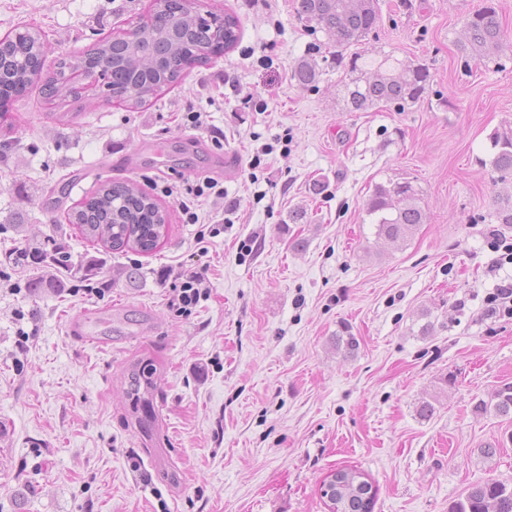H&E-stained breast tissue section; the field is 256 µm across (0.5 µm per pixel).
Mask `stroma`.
I'll use <instances>...</instances> for the list:
<instances>
[{"instance_id":"stroma-1","label":"stroma","mask_w":512,"mask_h":512,"mask_svg":"<svg viewBox=\"0 0 512 512\" xmlns=\"http://www.w3.org/2000/svg\"><path fill=\"white\" fill-rule=\"evenodd\" d=\"M489 1L502 49L463 62L465 22ZM196 2L238 17L239 41L181 83L129 108L101 88L55 99L38 80L9 107L15 129L0 127V512H328L320 483L344 465L378 485L374 512H451L474 483H511L512 418L475 406L512 382V317L483 315L487 216L504 188L484 161L489 134L512 126V0H378L362 49L430 72L402 112L346 110L335 48L297 0ZM151 3L0 0V36L42 31L50 75ZM304 60L319 68L311 89L294 78ZM391 179L412 181L424 211L398 249L364 207ZM110 180L167 211L155 253L107 252L68 224ZM205 180L224 196L186 223L176 197ZM56 243L100 275L28 259ZM202 266L207 299L170 309ZM85 309L104 313L99 344L70 331ZM344 326L350 353L336 346ZM136 364L154 369L147 433L127 395Z\"/></svg>"}]
</instances>
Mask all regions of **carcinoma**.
<instances>
[{"instance_id": "cac0c4a2", "label": "carcinoma", "mask_w": 512, "mask_h": 512, "mask_svg": "<svg viewBox=\"0 0 512 512\" xmlns=\"http://www.w3.org/2000/svg\"><path fill=\"white\" fill-rule=\"evenodd\" d=\"M298 12L310 29L323 32L336 47V71L341 74L337 87L348 111L374 106L402 110L426 93L429 73L425 65H406L390 55L372 63L362 52L347 53L376 27L379 15L374 0H299ZM236 28L234 17L221 19L211 13L206 18L193 11L188 0H155L152 13L140 22L138 37L103 40L80 56L61 60L58 69L62 74L66 69L102 62L112 98L138 107L181 79L190 48L205 47L221 38L228 46L235 40ZM464 37L466 56L487 62L495 59L501 25L493 5L467 19ZM0 55L10 59V66L0 70V88L7 95H23L44 55L40 32L27 30L6 36L0 41ZM294 76L300 85L313 86L319 71L315 64L303 61ZM489 140L494 150L490 166L505 182L512 174V127L494 130ZM366 212L374 218L377 235L395 245L404 243L423 223L419 193L406 180L376 185L366 201ZM490 218L498 224H512V195L494 202ZM166 220V212L149 194L124 181L101 184L68 214V222L76 225L85 239L112 251L131 249L141 254L158 249ZM152 377L153 368L148 365L132 370L127 394L134 407L150 406ZM477 409L512 416V383L501 385ZM367 495L362 488L351 491L341 512H373L367 508ZM451 512H512V485L474 483Z\"/></svg>"}]
</instances>
